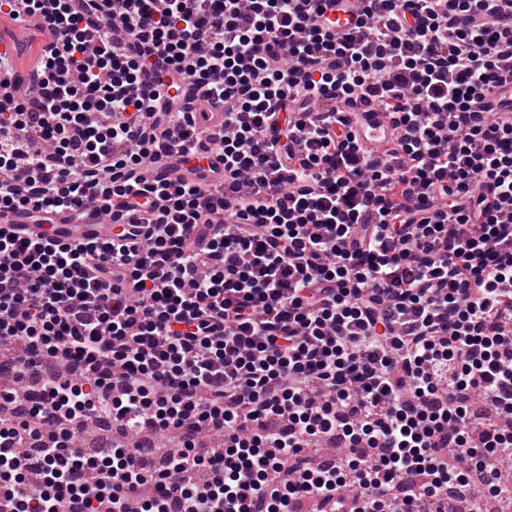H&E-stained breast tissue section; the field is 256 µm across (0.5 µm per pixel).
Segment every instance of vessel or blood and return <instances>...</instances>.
<instances>
[{"instance_id": "obj_1", "label": "vessel or blood", "mask_w": 512, "mask_h": 512, "mask_svg": "<svg viewBox=\"0 0 512 512\" xmlns=\"http://www.w3.org/2000/svg\"><path fill=\"white\" fill-rule=\"evenodd\" d=\"M349 123L359 145L366 149L380 146L393 133L383 112L376 109L350 113ZM0 222L19 225L32 238L47 235L70 242L78 238L107 240L112 236L110 220L91 208L82 210L77 219L73 218L71 211L65 210L52 214L50 222L44 224L32 223L12 213L1 215Z\"/></svg>"}]
</instances>
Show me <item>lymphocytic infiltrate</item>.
Wrapping results in <instances>:
<instances>
[{"instance_id": "1", "label": "lymphocytic infiltrate", "mask_w": 512, "mask_h": 512, "mask_svg": "<svg viewBox=\"0 0 512 512\" xmlns=\"http://www.w3.org/2000/svg\"><path fill=\"white\" fill-rule=\"evenodd\" d=\"M0 0L12 512H447L512 447V0ZM222 114L204 137L198 100ZM399 128L359 147L354 101ZM166 173L147 177L146 163ZM174 432L147 468L129 436ZM27 27V40L28 50H26L21 56L20 63L16 69V77L22 81L27 78L28 73L32 70V58L35 50L44 41L43 35L28 22L19 20H12L7 17H0V41L11 42L14 36L18 34L20 30ZM79 219H71L72 216H79ZM51 221L46 224H34L22 216L2 213L0 222L2 224H19L31 238L48 235L55 239L73 241L78 238H93L107 240L112 237V224L110 220L101 215L98 211L88 208L79 212L63 210L62 212L50 215Z\"/></svg>"}]
</instances>
